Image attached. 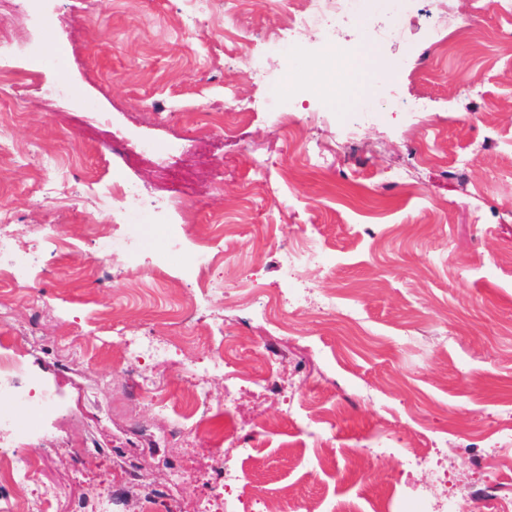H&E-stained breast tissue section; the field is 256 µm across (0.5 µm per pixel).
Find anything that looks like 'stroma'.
Returning <instances> with one entry per match:
<instances>
[{
  "mask_svg": "<svg viewBox=\"0 0 512 512\" xmlns=\"http://www.w3.org/2000/svg\"><path fill=\"white\" fill-rule=\"evenodd\" d=\"M448 10L475 33L479 45L436 51L434 30L421 15L400 8L403 39L376 43L387 22L365 7L342 31L340 43L371 49L391 73L367 90L361 108L371 123L348 138L352 121L324 98L301 94L283 101L292 121L305 125L329 158L312 169L265 110L200 136L211 112H231L238 99L272 97L286 69L261 78L245 65L266 52L283 26L289 0H237L233 16L213 0L199 30L181 23L188 0H44L56 15L49 50L65 49L67 64L44 71L24 112L6 129L16 147L39 144L59 153L65 197L32 203L28 187L42 178L36 155H0V209L16 217L20 247L31 228L53 224L63 248H47L33 292L53 304L34 312L24 291H11L12 323L28 345L22 362L57 399L42 444L51 450L45 479L57 495L48 512H143L141 492L169 482L163 461L179 457L185 470L169 500L152 512H195L201 498L221 494L234 512H419L426 487L448 476L454 512H499L498 500L479 498L486 487L512 499V470L492 461L474 467L468 444L493 445L512 415V12L492 0H447ZM64 84L69 97L47 100L41 88ZM427 96L429 109L393 110L394 100ZM320 123H305L308 113ZM158 149L144 158L141 141ZM180 142L172 152L168 143ZM122 168L142 200L113 195V217L133 221L142 202L170 203L173 223L188 225L190 242L223 253L215 275L228 278L223 294L190 308L189 270L172 257L166 278L154 281L153 252L139 268L121 249L102 259L83 221L93 210L88 188ZM191 206H184L186 185ZM236 225L221 236L219 222ZM282 225L276 238L265 227ZM322 248L324 264L280 271L283 253L306 240ZM264 291L252 309L240 307L245 286ZM302 290L310 301L294 300ZM336 295L354 312L352 323L319 313L315 301ZM123 321L136 341L169 337L168 355L129 357L111 333ZM223 332H214V323ZM230 339L243 352L235 365L233 405L224 379L211 384L214 424L234 440L185 449L182 441L145 442L139 485L129 487L115 467L134 425L169 431L186 411V369ZM174 408L158 414L144 399L142 375ZM341 410L336 427L310 434L311 411ZM98 451L84 453V443ZM251 448L243 460L236 443ZM357 448H383L382 465L362 483L346 480ZM424 449L425 467L409 468L407 451ZM238 468L237 484L215 491L217 462Z\"/></svg>",
  "mask_w": 512,
  "mask_h": 512,
  "instance_id": "stroma-1",
  "label": "stroma"
}]
</instances>
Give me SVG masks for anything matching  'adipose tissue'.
I'll list each match as a JSON object with an SVG mask.
<instances>
[{
  "instance_id": "adipose-tissue-1",
  "label": "adipose tissue",
  "mask_w": 512,
  "mask_h": 512,
  "mask_svg": "<svg viewBox=\"0 0 512 512\" xmlns=\"http://www.w3.org/2000/svg\"><path fill=\"white\" fill-rule=\"evenodd\" d=\"M326 55L329 66L324 69L311 64L301 54H292L288 59V76L275 88V96L288 98L295 85L300 84L341 105L347 103L350 96L359 93L358 77L361 69H368L370 81L374 84L389 74L388 65L377 58L353 57L333 47L327 49Z\"/></svg>"
}]
</instances>
